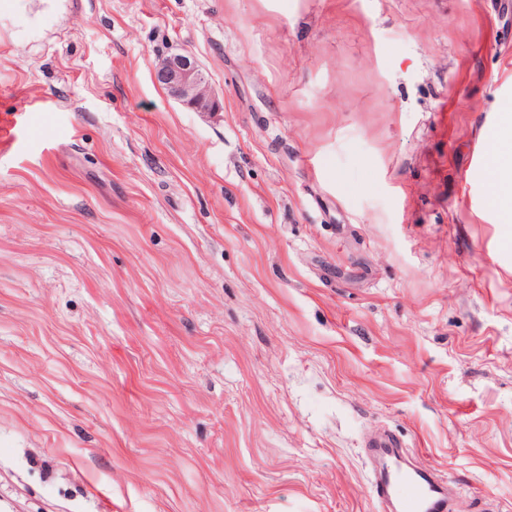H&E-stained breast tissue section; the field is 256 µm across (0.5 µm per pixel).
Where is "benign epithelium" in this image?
Returning <instances> with one entry per match:
<instances>
[{"label": "benign epithelium", "instance_id": "benign-epithelium-1", "mask_svg": "<svg viewBox=\"0 0 512 512\" xmlns=\"http://www.w3.org/2000/svg\"><path fill=\"white\" fill-rule=\"evenodd\" d=\"M154 80L181 105L197 112L219 109L210 93L207 74L198 59L188 52L165 57L154 71Z\"/></svg>", "mask_w": 512, "mask_h": 512}]
</instances>
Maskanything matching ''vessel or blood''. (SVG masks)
Wrapping results in <instances>:
<instances>
[{
	"mask_svg": "<svg viewBox=\"0 0 512 512\" xmlns=\"http://www.w3.org/2000/svg\"><path fill=\"white\" fill-rule=\"evenodd\" d=\"M372 490L383 512H448L450 485L422 464L406 462L398 442L386 437L368 448Z\"/></svg>",
	"mask_w": 512,
	"mask_h": 512,
	"instance_id": "obj_1",
	"label": "vessel or blood"
}]
</instances>
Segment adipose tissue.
Segmentation results:
<instances>
[{"label":"adipose tissue","instance_id":"obj_1","mask_svg":"<svg viewBox=\"0 0 512 512\" xmlns=\"http://www.w3.org/2000/svg\"><path fill=\"white\" fill-rule=\"evenodd\" d=\"M485 178L489 185L488 209L499 214L502 238L512 245V113H504L486 145Z\"/></svg>","mask_w":512,"mask_h":512}]
</instances>
